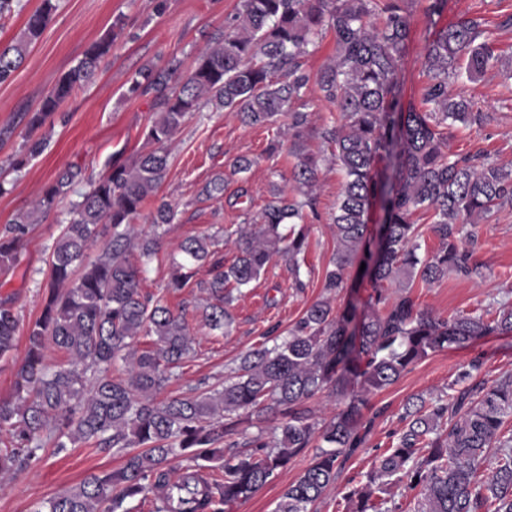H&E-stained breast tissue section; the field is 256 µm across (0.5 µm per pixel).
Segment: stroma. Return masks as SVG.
<instances>
[{"label": "stroma", "mask_w": 512, "mask_h": 512, "mask_svg": "<svg viewBox=\"0 0 512 512\" xmlns=\"http://www.w3.org/2000/svg\"><path fill=\"white\" fill-rule=\"evenodd\" d=\"M427 0H407L411 38L402 61L403 99L417 102L424 76V47L428 34ZM241 7V0H60L59 8L33 43L13 79L0 84V230L30 206L42 190L64 170H81L83 182L74 185L70 200H79L89 180L104 174L109 164L130 162L141 149L142 130L156 111L154 94L127 95L128 81L148 65L165 66L180 61L189 69L198 49L221 37L224 22ZM481 17L486 40L498 62L475 80L451 81L449 92L472 103L483 119L477 124L449 125L447 144L458 154L485 155L497 165L512 169V0H448L437 19L445 27L463 17ZM114 35L111 55L101 64L95 81L75 90L62 104L52 125L43 127L46 145L30 154L26 114L35 112L58 79L82 58L87 48L106 35ZM272 133L264 128L242 126L237 117L212 106L193 113L177 136L170 168L157 196L177 210L161 247L147 266L141 283L145 293L164 295L172 309L194 308L203 302L200 289L167 291L170 260L187 236H214L225 262L235 249L224 239L247 219L257 217L270 200L274 186L288 180L295 163L286 152L269 153ZM322 157L315 190L316 210L306 213L308 246L302 266L303 290L293 288L285 263H277L234 301L229 334L209 331L194 323L193 354L183 363L165 393L185 394L199 383L210 386L224 380L226 368L261 342L270 327L287 333L305 308L324 295V270L336 249L332 217L336 211L344 174L320 140L309 143ZM28 155L18 171L11 160ZM246 157L249 171L234 173L231 163ZM223 178V198L207 196L205 187ZM246 187L247 197L235 202L233 193ZM68 219L66 207L51 211L42 223L32 225L18 265L0 269V298L13 297L24 321L40 313L46 295L47 261L60 228ZM481 266L480 276L464 278L451 273L431 285L415 283L412 293L421 308L448 317L457 313L481 314L502 304H512V203L495 210L475 228L469 244ZM482 366L475 380L512 376V337L489 336L463 349L429 355L397 382L376 393L372 401L382 408L363 448L350 458L338 481L311 507V512H349L343 498L348 480H364L386 455L401 423L405 404L446 391L463 366L472 360ZM316 450L309 447L252 497L233 505L231 512H274L283 491L312 464ZM119 456L92 447L47 449L23 480L0 477V512H31L33 505L79 483L87 474L113 470Z\"/></svg>", "instance_id": "stroma-1"}]
</instances>
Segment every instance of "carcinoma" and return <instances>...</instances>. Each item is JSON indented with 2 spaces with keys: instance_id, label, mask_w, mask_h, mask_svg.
<instances>
[{
  "instance_id": "1",
  "label": "carcinoma",
  "mask_w": 512,
  "mask_h": 512,
  "mask_svg": "<svg viewBox=\"0 0 512 512\" xmlns=\"http://www.w3.org/2000/svg\"><path fill=\"white\" fill-rule=\"evenodd\" d=\"M58 0H41L24 31L0 47V84L12 80L29 49L53 18ZM336 39L333 62L315 74L304 68L308 46L327 33ZM405 0H242L224 36L198 50L194 67L177 61L148 68L127 93H157L159 111L142 132L143 149L112 167L73 204L49 261L48 295L28 325L26 352L7 397H0V474L16 479L40 461L47 446L61 452L87 445L111 451L119 468L90 473L78 484L37 504L32 512H132L133 501L151 512H228L263 488L318 439L313 463L283 492L276 512H309L362 447L380 414L371 396L394 384L417 362L486 336L512 335V305L495 315L435 316L420 308L411 281L433 284L453 270L478 273L463 244V226H477L512 202V170L476 156L447 151L442 126L475 123L470 102L448 96V79L472 80L498 61L482 40L483 21L462 18L434 32L424 56L427 75L420 106L404 105L400 62L410 39ZM114 35L92 44L64 73L28 119L29 131L52 119L76 87L91 83ZM336 106L337 118L319 130L293 104L309 86ZM202 104L235 113L252 127L278 128L271 150L297 159L293 186H276L259 217L234 231L236 255L226 265L213 258L211 236H190L172 259L167 287L189 285L197 268L211 277L197 283L206 294L196 309L201 322L226 332L230 307L274 260L288 264L303 287L304 229L283 232L313 207L319 165L308 142L332 149L345 182L333 218L336 251L324 270L326 293L339 295L358 279L373 293L368 311L352 300L335 307L315 301L284 338L268 331L224 375L220 388L157 400L190 357L194 341L188 312L142 292L146 265L158 253L159 230L175 208L160 202L154 232L137 228L147 200L156 196L170 165L172 146L187 117ZM387 160L392 175L378 169ZM81 171L68 169L49 184L0 235V268L15 266L30 226L64 201ZM303 196H289V190ZM384 217L369 228L373 207ZM433 214L438 247L419 255L415 212ZM400 288L389 302L388 288ZM20 316L0 300V359L17 347ZM273 345H268V341ZM66 363L46 362L47 343ZM479 361L463 369L459 388L426 402H410L390 452L347 488L352 512H392L385 486L403 489L413 512H512V376L492 384L469 383ZM326 393L348 403L327 422L313 420L308 402ZM277 420L241 443L240 425L256 417Z\"/></svg>"
}]
</instances>
